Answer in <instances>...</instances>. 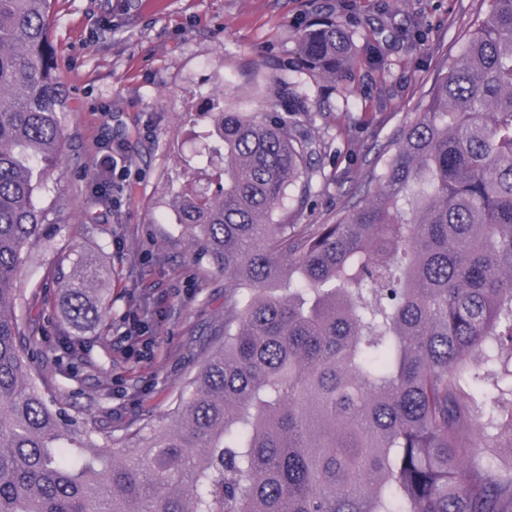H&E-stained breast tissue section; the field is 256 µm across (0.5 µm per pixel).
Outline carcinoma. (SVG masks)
<instances>
[{
    "label": "carcinoma",
    "mask_w": 512,
    "mask_h": 512,
    "mask_svg": "<svg viewBox=\"0 0 512 512\" xmlns=\"http://www.w3.org/2000/svg\"><path fill=\"white\" fill-rule=\"evenodd\" d=\"M57 0H0V512H512V0H486L424 111L332 224H278L319 144L288 111L216 98L211 186L179 224L230 278L216 349L174 419L115 434L55 408L23 346V265L65 224L40 204L68 136ZM357 32L318 18L298 71L336 83ZM108 272L58 269L68 336L105 311Z\"/></svg>",
    "instance_id": "cac0c4a2"
}]
</instances>
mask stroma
Instances as JSON below:
<instances>
[{
    "mask_svg": "<svg viewBox=\"0 0 512 512\" xmlns=\"http://www.w3.org/2000/svg\"><path fill=\"white\" fill-rule=\"evenodd\" d=\"M388 2L403 28L377 38L371 53L358 37L363 52L343 98L326 79L290 72L296 28L327 12L340 23H380L379 0H58L51 42L70 92L71 142L48 194L83 204L97 193L102 155L118 148L130 163L122 207L50 226L47 247L23 271L22 288L36 296L21 311L37 321L33 363L70 415L115 430L162 420L216 343L228 280L194 258L174 212L183 185L207 179L190 138L211 98L249 113L302 103L301 120L324 146L302 201L285 200L283 223L328 224L360 198L378 154L422 111L482 6ZM80 254L110 272L106 314L67 358L54 271Z\"/></svg>",
    "mask_w": 512,
    "mask_h": 512,
    "instance_id": "1",
    "label": "stroma"
}]
</instances>
